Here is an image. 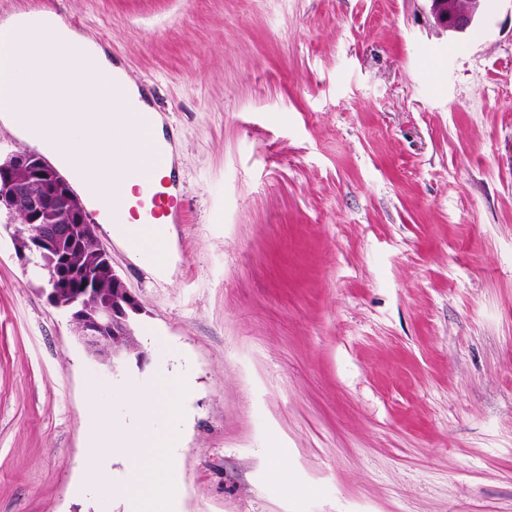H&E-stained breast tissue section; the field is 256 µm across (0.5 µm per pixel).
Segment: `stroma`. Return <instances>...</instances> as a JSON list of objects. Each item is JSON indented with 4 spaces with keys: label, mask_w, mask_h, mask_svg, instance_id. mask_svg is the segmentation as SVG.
<instances>
[{
    "label": "stroma",
    "mask_w": 512,
    "mask_h": 512,
    "mask_svg": "<svg viewBox=\"0 0 512 512\" xmlns=\"http://www.w3.org/2000/svg\"><path fill=\"white\" fill-rule=\"evenodd\" d=\"M72 20L173 126L186 216L144 269V361L96 360L0 209V512H122L88 471L167 367L175 512H512V0H0ZM286 458V468L272 462ZM431 14L438 25L448 31L465 32L476 21L483 0H428ZM104 410L98 408L95 416L91 419L88 426L85 442V458L90 469H92L99 481L105 484H113L109 458H102L99 455L98 448L103 447V439L100 432V418Z\"/></svg>",
    "instance_id": "obj_1"
}]
</instances>
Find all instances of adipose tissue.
Instances as JSON below:
<instances>
[{"instance_id": "adipose-tissue-1", "label": "adipose tissue", "mask_w": 512, "mask_h": 512, "mask_svg": "<svg viewBox=\"0 0 512 512\" xmlns=\"http://www.w3.org/2000/svg\"><path fill=\"white\" fill-rule=\"evenodd\" d=\"M189 390L190 381L184 373L163 368L149 383L133 385L127 391L126 401L136 421L112 427L115 455L129 459L137 470L135 481L116 486L125 512H171L178 493L171 477L173 437L150 433L146 424L158 413L180 416Z\"/></svg>"}]
</instances>
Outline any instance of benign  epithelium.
I'll return each mask as SVG.
<instances>
[{
    "instance_id": "7a95c632",
    "label": "benign epithelium",
    "mask_w": 512,
    "mask_h": 512,
    "mask_svg": "<svg viewBox=\"0 0 512 512\" xmlns=\"http://www.w3.org/2000/svg\"><path fill=\"white\" fill-rule=\"evenodd\" d=\"M431 14L438 25L457 33L466 31L476 21L483 0H429ZM66 193L56 169L36 153L20 152L0 162V207L16 211L24 204L21 223L28 236L18 244L19 257L37 253L46 260L44 270L48 301L65 310L77 336L99 361L117 371L125 355L138 349L133 324L139 312L135 296L117 274H112L109 293H99L97 281L89 277L75 294L62 288L60 277L66 270L84 272L72 265V255L80 254L85 267H94L107 254L95 238V226L86 223L79 202H63Z\"/></svg>"
}]
</instances>
